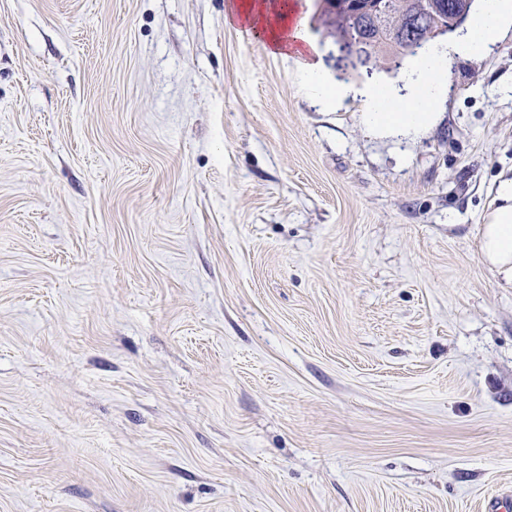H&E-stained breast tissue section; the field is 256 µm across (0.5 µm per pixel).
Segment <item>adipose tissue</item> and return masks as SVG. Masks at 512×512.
Segmentation results:
<instances>
[{
  "mask_svg": "<svg viewBox=\"0 0 512 512\" xmlns=\"http://www.w3.org/2000/svg\"><path fill=\"white\" fill-rule=\"evenodd\" d=\"M238 10L243 19L254 25L270 53H287L290 47L306 39L301 23L294 20V0H241ZM511 20L512 0H487L485 8L458 40L414 59L405 75L407 94H398L388 86L362 90L364 124L394 135H408L428 127L434 120L433 107L444 92L449 56L482 54ZM478 240L484 264L512 286V177L499 182L496 205L480 225Z\"/></svg>",
  "mask_w": 512,
  "mask_h": 512,
  "instance_id": "adipose-tissue-1",
  "label": "adipose tissue"
}]
</instances>
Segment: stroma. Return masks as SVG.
Returning <instances> with one entry per match:
<instances>
[{
	"instance_id": "obj_1",
	"label": "stroma",
	"mask_w": 512,
	"mask_h": 512,
	"mask_svg": "<svg viewBox=\"0 0 512 512\" xmlns=\"http://www.w3.org/2000/svg\"><path fill=\"white\" fill-rule=\"evenodd\" d=\"M0 0V512H483L512 498V25L433 124L361 120L319 0ZM353 88L312 96L301 68ZM238 10L272 54L288 53V47L307 42L301 22L293 23L297 10L295 3L287 0H243ZM495 200L479 227V249L490 271L512 286V177L499 182Z\"/></svg>"
}]
</instances>
